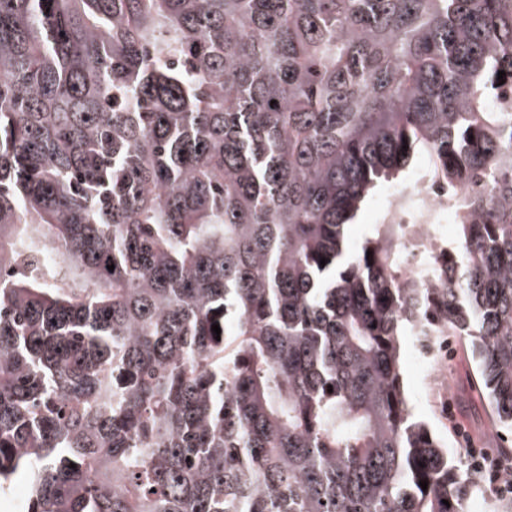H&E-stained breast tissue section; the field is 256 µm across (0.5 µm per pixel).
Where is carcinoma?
Listing matches in <instances>:
<instances>
[{"mask_svg":"<svg viewBox=\"0 0 512 512\" xmlns=\"http://www.w3.org/2000/svg\"><path fill=\"white\" fill-rule=\"evenodd\" d=\"M500 71L512 0H0V489L25 474V512H465L475 474L413 419L401 337L468 341L512 430ZM421 155L469 194L433 290L401 225L344 245Z\"/></svg>","mask_w":512,"mask_h":512,"instance_id":"obj_1","label":"carcinoma"}]
</instances>
